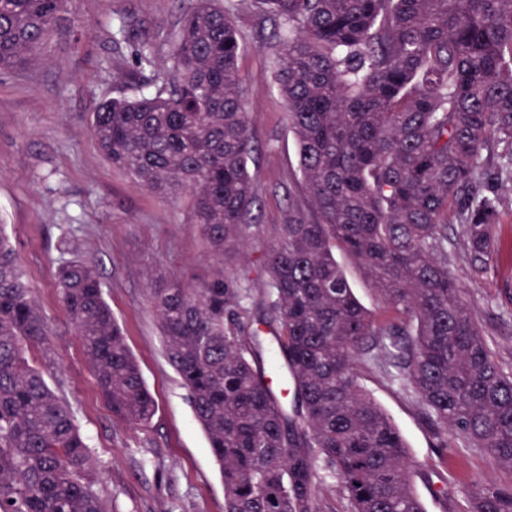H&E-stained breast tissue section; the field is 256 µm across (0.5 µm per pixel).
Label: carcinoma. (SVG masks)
<instances>
[{
	"label": "carcinoma",
	"instance_id": "1",
	"mask_svg": "<svg viewBox=\"0 0 512 512\" xmlns=\"http://www.w3.org/2000/svg\"><path fill=\"white\" fill-rule=\"evenodd\" d=\"M65 0H0V68L43 48ZM273 21L277 80L304 199L264 254L258 322L292 380L286 409L264 382L251 289L220 268L150 289L165 355L189 391L224 484V512H320L316 461L350 512H425L404 437L359 380L375 368L412 397L437 447L453 435L512 469L504 372L448 270V225L480 271L495 252L499 183L512 189V0H257ZM241 43L218 0L169 39L153 91L102 101L91 132L143 190L191 196L221 265L255 222L256 150ZM370 274L394 316L375 321L333 250ZM60 300L101 395L129 426L156 403L95 269L59 268ZM49 329L0 235V512H107L71 407L26 359ZM468 512H512V489L477 486Z\"/></svg>",
	"mask_w": 512,
	"mask_h": 512
}]
</instances>
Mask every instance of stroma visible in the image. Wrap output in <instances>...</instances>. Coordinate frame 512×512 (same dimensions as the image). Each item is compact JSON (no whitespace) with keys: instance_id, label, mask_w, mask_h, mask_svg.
Returning <instances> with one entry per match:
<instances>
[{"instance_id":"35a3bbf8","label":"stroma","mask_w":512,"mask_h":512,"mask_svg":"<svg viewBox=\"0 0 512 512\" xmlns=\"http://www.w3.org/2000/svg\"><path fill=\"white\" fill-rule=\"evenodd\" d=\"M196 0H67L60 24L40 56L22 69L0 70V230L12 242L23 279L50 331L52 360L26 353L44 367L51 389L66 400L95 462L94 488L110 512H224V485L196 423L188 391L169 364L149 290L160 283L203 280L214 266L194 222L188 196L161 197L141 190L112 166L91 133L92 114L112 97L150 88L154 69L136 65L145 42L165 57L168 39ZM237 26L238 69L254 113L257 150L248 167L255 177L258 220L244 253L224 260V274L263 286L259 260L274 225L283 223L295 193L298 153L275 80L276 47L253 0H223ZM132 22L126 39L116 24ZM502 248L474 273L448 228V267L500 367L512 372V212L498 227ZM336 261L355 296L376 321L389 318L363 268L343 251ZM80 261L94 268L103 296L121 325L155 398L147 426L132 428L113 415L88 365L83 343L63 309L56 272ZM362 382L400 430L408 446L411 478L426 512H466L471 485L512 487V470L487 453L439 448L414 400L380 375Z\"/></svg>"}]
</instances>
